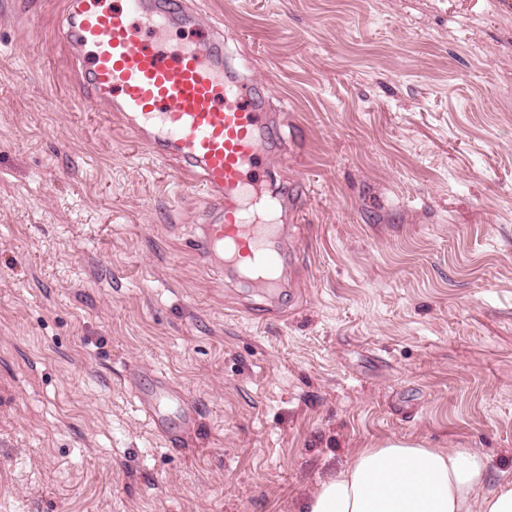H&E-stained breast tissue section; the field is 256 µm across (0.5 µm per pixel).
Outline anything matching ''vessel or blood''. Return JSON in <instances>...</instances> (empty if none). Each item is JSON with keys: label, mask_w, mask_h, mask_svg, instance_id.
<instances>
[{"label": "vessel or blood", "mask_w": 512, "mask_h": 512, "mask_svg": "<svg viewBox=\"0 0 512 512\" xmlns=\"http://www.w3.org/2000/svg\"><path fill=\"white\" fill-rule=\"evenodd\" d=\"M140 17L185 32L201 27L189 0H124L118 7L112 0H68L63 34L81 81L135 143L157 160L177 163L186 183L206 195L214 217L193 240L199 256L219 269L248 272L257 288L275 293L283 285L284 228L247 214L251 193L279 151L260 87L227 74L223 32L172 51L142 40ZM138 399L152 427L171 445H184L161 408L179 403L183 422H192L183 394L156 380Z\"/></svg>", "instance_id": "b4317fda"}]
</instances>
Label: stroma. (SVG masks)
<instances>
[{
  "instance_id": "35a3bbf8",
  "label": "stroma",
  "mask_w": 512,
  "mask_h": 512,
  "mask_svg": "<svg viewBox=\"0 0 512 512\" xmlns=\"http://www.w3.org/2000/svg\"><path fill=\"white\" fill-rule=\"evenodd\" d=\"M270 97L277 314L207 207L93 111L63 0H0V512H300L356 449L512 482V0H194ZM195 401L180 450L131 373Z\"/></svg>"
}]
</instances>
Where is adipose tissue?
<instances>
[{
  "label": "adipose tissue",
  "mask_w": 512,
  "mask_h": 512,
  "mask_svg": "<svg viewBox=\"0 0 512 512\" xmlns=\"http://www.w3.org/2000/svg\"><path fill=\"white\" fill-rule=\"evenodd\" d=\"M487 461L469 448L387 439L357 449L305 512H512V483L488 490Z\"/></svg>",
  "instance_id": "ef3b65f1"
}]
</instances>
